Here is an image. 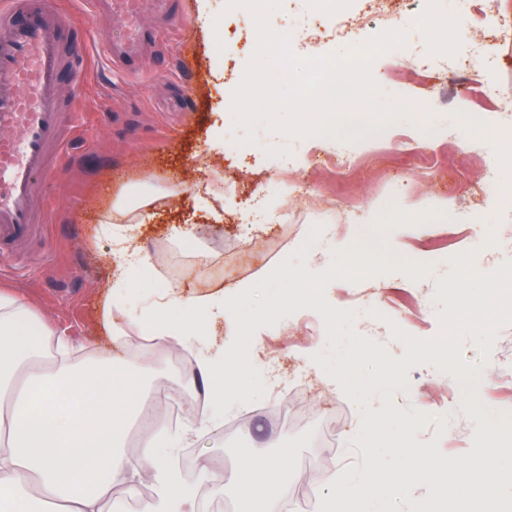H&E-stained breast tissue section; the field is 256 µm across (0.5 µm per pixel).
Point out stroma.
<instances>
[{"label": "stroma", "instance_id": "1", "mask_svg": "<svg viewBox=\"0 0 512 512\" xmlns=\"http://www.w3.org/2000/svg\"><path fill=\"white\" fill-rule=\"evenodd\" d=\"M176 7L188 30L172 32L171 51L151 56L143 75L116 81L98 64H91L70 157L43 184L50 219L39 237L15 246L0 265V289L14 291L29 303L55 336L67 340L69 355L79 364L111 345L104 321L110 270L103 257L112 247V238L104 224L114 207L127 205L130 191L155 192L160 199L144 209L138 234L153 273L132 279L121 299L128 309L136 308L158 288L154 272L176 256L181 236L195 238L200 254L224 265V277L194 280L187 286L191 292H211L261 279L300 246L315 224L325 225L329 241L325 250L309 252L307 264L311 270H322L331 261L332 249L347 247L358 237L369 238L367 222L394 201L411 214L429 209L444 212V219L396 229L389 238L393 249L433 264V276L418 282L400 273L357 284L339 280L327 287L326 297L335 307L357 310V331L386 345L394 357H402L404 348L392 339V325L420 338L435 335L436 313L443 308L434 299L435 279L449 272V257L475 248V232L487 230L497 219L502 222L497 235L503 243L512 242V144L504 147L510 161L486 171L461 125V116L467 112L485 113L491 124L497 119V105L483 99L477 86L453 80L475 35L449 37L440 28L425 35L415 27L425 15L447 17L455 8L454 0H397L398 13L393 18L371 9L367 0H355L353 5L367 37L392 29L404 31L405 45L395 59H375L370 74L385 94L410 98L431 111L432 140L422 142L421 131L402 121L393 126L394 138L326 144L318 147L317 159L310 161L300 155L299 138L258 130L263 148L290 146L296 158L290 167L267 157L263 148L241 160L229 152L227 135L233 118L224 101L236 86L231 76L216 75L212 35L198 21V0H176ZM429 44L442 55L443 70L436 80L420 76L410 63L412 54ZM184 54L192 60L186 75L179 67ZM343 151L354 159L342 177L337 173L336 155ZM202 155L220 161L223 207H214L201 184L203 175L196 170L195 159ZM270 179L304 184L302 192L272 201L275 213L287 214V225L267 222L264 214L249 207L251 195ZM370 307L383 312L384 320L366 316ZM319 320L314 311L301 310L258 330L253 340L260 350L256 365L262 372L278 364L285 373L300 369L317 381L314 398L289 400L271 390L264 399L265 407L298 412L307 419V427H267L258 409L241 419L235 432H225L219 421L198 446L173 444L160 449L177 470L186 471L199 492L209 487L199 461L223 467L224 500L231 512L260 510L258 501L243 499L236 491L248 435L267 441L271 453L288 456V496L297 501L300 512H316L315 488L324 475L363 463L361 451L312 444V432L324 412H336V430L347 438L354 435L360 418L357 406L338 386H323L324 374L310 360L324 347L325 333L308 332L305 324ZM174 354V349L167 348L150 359L142 404H180L181 369L169 364ZM511 362L512 324H508L501 328L491 361L483 369L480 399L487 407H512V375L502 372ZM408 378L413 408L447 418L441 450L448 455L467 452L466 441L477 423L453 399L451 375L428 365L411 368Z\"/></svg>", "mask_w": 512, "mask_h": 512}]
</instances>
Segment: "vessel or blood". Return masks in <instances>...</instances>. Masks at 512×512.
Listing matches in <instances>:
<instances>
[{
    "label": "vessel or blood",
    "mask_w": 512,
    "mask_h": 512,
    "mask_svg": "<svg viewBox=\"0 0 512 512\" xmlns=\"http://www.w3.org/2000/svg\"><path fill=\"white\" fill-rule=\"evenodd\" d=\"M143 0H83L110 34L102 59L114 77L142 72L137 50L166 39L141 21ZM89 46L66 9L0 0V256L31 238L46 216L38 184L61 167L77 129Z\"/></svg>",
    "instance_id": "1"
}]
</instances>
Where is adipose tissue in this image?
<instances>
[{
    "mask_svg": "<svg viewBox=\"0 0 512 512\" xmlns=\"http://www.w3.org/2000/svg\"><path fill=\"white\" fill-rule=\"evenodd\" d=\"M111 260L114 289L127 287L130 270L148 264L126 236L118 238ZM253 295L247 283L229 298L165 287L128 322L152 336L157 346L189 348L195 359L186 367V388L220 405L237 391L222 371L224 326ZM38 320L20 298L0 293V501L26 512L32 491L43 512H104L114 488L130 490L147 478L157 494L142 504L141 512H199L193 490L159 452L169 443L168 435L148 433L135 463L119 447L138 405L146 365L105 352L82 365L60 357L52 360L50 374L33 375V367L49 358L51 332ZM251 464L244 459L243 485L263 484L261 512H276L277 497L288 483L287 457L265 458L260 472L252 471Z\"/></svg>",
    "mask_w": 512,
    "mask_h": 512,
    "instance_id": "ef3b65f1",
    "label": "adipose tissue"
}]
</instances>
